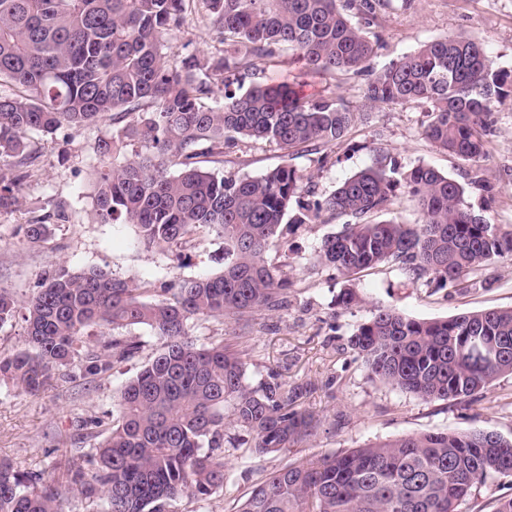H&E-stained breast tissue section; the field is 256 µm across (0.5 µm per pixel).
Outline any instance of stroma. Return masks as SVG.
Returning <instances> with one entry per match:
<instances>
[{
    "mask_svg": "<svg viewBox=\"0 0 512 512\" xmlns=\"http://www.w3.org/2000/svg\"><path fill=\"white\" fill-rule=\"evenodd\" d=\"M366 33L379 44L372 60L377 69L424 42L461 36L481 42L497 68L512 72V0H384ZM166 45L175 59L221 49L198 11L187 14L181 30L167 36ZM255 65L264 80H287L306 94L326 92L342 99L355 114L346 136L328 147L327 164H319L315 152L293 156V165L317 195L330 194L346 177L385 155L406 169L423 163L461 179L462 162L422 133L428 110L425 102L370 109L364 105L362 77L322 76L291 64L285 54L256 60ZM492 111L494 130L482 166L494 197L486 199L483 192L471 188L466 201L501 231L512 232V95L495 101ZM123 125V120L107 114L81 129L30 133L37 161L32 176L20 187L23 202L0 211V286L12 289L19 299L31 294L39 272L59 265L71 270L98 267L124 278L173 287L222 270L224 241L211 230H198L186 245L164 252L144 248L133 225L97 220L91 176L99 162L95 147ZM282 160L283 152L276 145L244 139L237 148L225 151L221 168L228 176H256ZM45 201L64 202L69 219L53 224L46 242L32 245L24 228L33 216V203ZM341 228V221L326 219L281 224L266 252L268 264L292 283L288 302L278 311L258 310L240 320L205 318L191 323L189 338L198 344L240 337L248 351L249 384L274 375L288 384L307 386L303 405L322 424L310 440L288 454L227 455L223 489L202 499L180 498L178 512H231L265 474L292 457L315 459L427 432L485 430L512 436V374L496 378L481 398L425 402L374 379L349 346L356 328L380 308H394L415 319H439L471 310L512 307V260L496 263L491 287L466 293L428 288L408 280L396 265L383 264L358 275L359 301L346 308L338 300L342 278L315 260L322 238ZM124 333L139 340L142 350L136 358L114 364L108 377L87 384L69 383L56 375L35 396L0 385V458L9 460L17 471L64 481L72 458L96 444L92 437L75 442L80 425L110 416L122 385L161 346L148 326L128 327Z\"/></svg>",
    "mask_w": 512,
    "mask_h": 512,
    "instance_id": "35a3bbf8",
    "label": "stroma"
}]
</instances>
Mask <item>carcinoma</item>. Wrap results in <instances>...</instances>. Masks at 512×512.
Returning <instances> with one entry per match:
<instances>
[{"mask_svg": "<svg viewBox=\"0 0 512 512\" xmlns=\"http://www.w3.org/2000/svg\"><path fill=\"white\" fill-rule=\"evenodd\" d=\"M224 44L177 61L165 36L180 29L191 6ZM374 0H0V210L20 204L16 188L31 177L30 132L81 128L110 112L134 115L120 133L101 140L94 205L105 224H133L147 247H180L200 228L224 238V269L185 280L172 297L100 268L47 270L24 301L0 287V327L19 318L28 348L0 350V382L36 395L61 369L92 382L134 357L139 341L109 336L86 341L93 327L149 326L161 350L120 389L112 423L90 449L94 465L68 469L69 482L45 484L0 459V512H62L73 487L99 503L96 512H176L183 496L224 487V454L288 451L321 425L302 406L307 390L271 376L246 382L243 352L224 338L186 339L199 318L274 310L290 281L265 254L288 213L296 224L322 216L346 219L323 238L318 261L348 280L395 262L413 282L440 288L485 287L477 272L512 256L503 233L466 203V185L487 191L480 162L492 132L493 102L512 92V73L495 68L484 47L467 38L423 43L375 70L378 45L354 24ZM291 50L309 72L366 77L371 107L424 101L423 135L469 165L467 184L429 165L403 170L391 160L346 178L317 198L289 162L299 151L335 143L354 113L330 96L302 95L288 82L243 89L254 61ZM263 140L286 159L257 177H227L201 165L200 147L224 156L239 138ZM142 150L125 154L130 142ZM420 220L378 221L397 189ZM63 207L26 225L37 244ZM381 382L423 401L484 393L512 373V308L418 320L377 310L349 339ZM512 476V438L473 430L428 432L368 443L317 460H290L270 472L236 512H482L477 491Z\"/></svg>", "mask_w": 512, "mask_h": 512, "instance_id": "1", "label": "carcinoma"}]
</instances>
